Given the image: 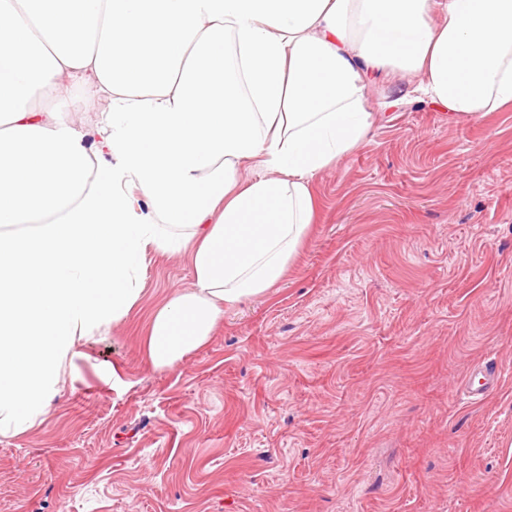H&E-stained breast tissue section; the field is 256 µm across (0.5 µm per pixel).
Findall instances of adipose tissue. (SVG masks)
<instances>
[{"instance_id": "adipose-tissue-1", "label": "adipose tissue", "mask_w": 512, "mask_h": 512, "mask_svg": "<svg viewBox=\"0 0 512 512\" xmlns=\"http://www.w3.org/2000/svg\"><path fill=\"white\" fill-rule=\"evenodd\" d=\"M388 68L417 78L391 106L511 109L512 0H0V436L42 422L150 256L193 270L150 321L160 370L272 288ZM72 84L107 104L92 135L35 105ZM255 159L267 176L239 181Z\"/></svg>"}]
</instances>
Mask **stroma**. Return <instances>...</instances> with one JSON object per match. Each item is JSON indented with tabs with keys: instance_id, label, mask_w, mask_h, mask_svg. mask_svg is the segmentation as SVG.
<instances>
[{
	"instance_id": "1",
	"label": "stroma",
	"mask_w": 512,
	"mask_h": 512,
	"mask_svg": "<svg viewBox=\"0 0 512 512\" xmlns=\"http://www.w3.org/2000/svg\"><path fill=\"white\" fill-rule=\"evenodd\" d=\"M406 85L376 79L281 281L165 370L150 320L193 272L150 258L43 422L0 436V512H512V110L383 108ZM40 105L86 132L106 110L79 85ZM488 362L498 387L460 399Z\"/></svg>"
}]
</instances>
